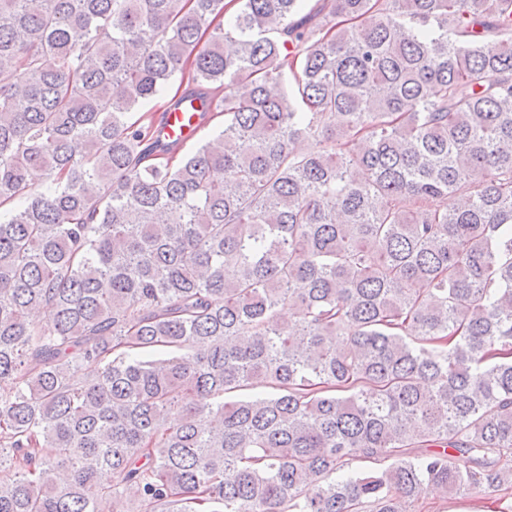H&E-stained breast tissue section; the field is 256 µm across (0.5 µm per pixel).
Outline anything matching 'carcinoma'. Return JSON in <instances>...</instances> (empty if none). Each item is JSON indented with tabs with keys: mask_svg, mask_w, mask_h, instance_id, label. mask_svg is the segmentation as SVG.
<instances>
[{
	"mask_svg": "<svg viewBox=\"0 0 512 512\" xmlns=\"http://www.w3.org/2000/svg\"><path fill=\"white\" fill-rule=\"evenodd\" d=\"M303 2L0 0V512L512 476V0ZM214 119L202 127L199 131L196 127H190L184 124V112H181L180 108H176L174 110H170L167 113V129L169 132L178 138L183 140L184 142L191 139L198 131L196 136L190 141L184 143L182 148V153L189 152L195 149L200 142L203 140L216 135L219 131H221L224 127V115L219 112H212ZM220 117L219 121L213 123V121Z\"/></svg>",
	"mask_w": 512,
	"mask_h": 512,
	"instance_id": "1",
	"label": "carcinoma"
}]
</instances>
